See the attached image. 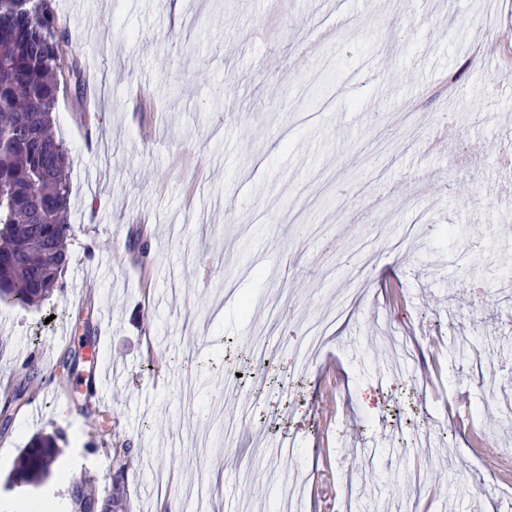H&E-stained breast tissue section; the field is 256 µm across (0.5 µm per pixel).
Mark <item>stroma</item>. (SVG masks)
Instances as JSON below:
<instances>
[{
	"mask_svg": "<svg viewBox=\"0 0 512 512\" xmlns=\"http://www.w3.org/2000/svg\"><path fill=\"white\" fill-rule=\"evenodd\" d=\"M55 10L81 79L54 127L70 156L69 263L40 305L0 304V395L28 360L41 368L0 431V512L25 498L68 512L67 474L108 506L106 430L133 456L117 512H168L172 497L193 512L192 485L203 512H224L230 491L238 512H274L292 484L302 512H324L349 483L356 512H512V482L485 486L487 451L512 464L499 425L512 388L497 386L512 378V205L494 191L512 180V73L479 54L512 42V0ZM323 318L312 360L295 343ZM253 336L264 360L225 373ZM41 433L62 437L52 477L10 485ZM285 435L294 457L273 447ZM462 468L484 492L450 487Z\"/></svg>",
	"mask_w": 512,
	"mask_h": 512,
	"instance_id": "stroma-1",
	"label": "stroma"
}]
</instances>
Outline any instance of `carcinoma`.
Returning a JSON list of instances; mask_svg holds the SVG:
<instances>
[{"instance_id":"1","label":"carcinoma","mask_w":512,"mask_h":512,"mask_svg":"<svg viewBox=\"0 0 512 512\" xmlns=\"http://www.w3.org/2000/svg\"><path fill=\"white\" fill-rule=\"evenodd\" d=\"M53 2L37 9L27 0H0V302L21 308L48 296L68 263L69 153L52 126L69 39L58 31ZM24 396L23 388L4 396L1 428L9 427ZM59 439L57 433L30 439L12 475L15 484L50 476ZM111 451L112 503L119 506L130 449ZM69 500L73 512L96 503L82 482L71 486Z\"/></svg>"}]
</instances>
